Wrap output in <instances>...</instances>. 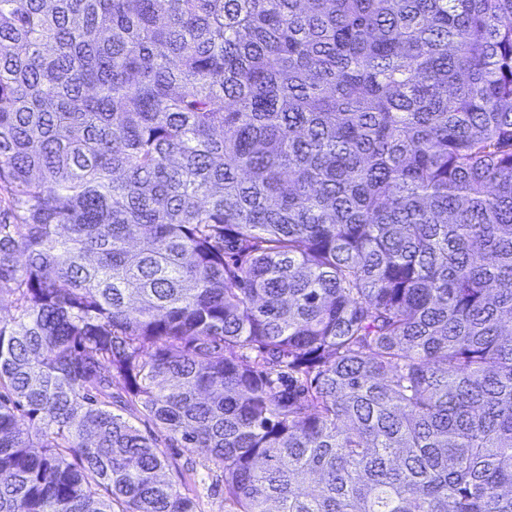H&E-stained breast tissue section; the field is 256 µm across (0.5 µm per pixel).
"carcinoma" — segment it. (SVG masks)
I'll list each match as a JSON object with an SVG mask.
<instances>
[{
  "label": "carcinoma",
  "mask_w": 512,
  "mask_h": 512,
  "mask_svg": "<svg viewBox=\"0 0 512 512\" xmlns=\"http://www.w3.org/2000/svg\"><path fill=\"white\" fill-rule=\"evenodd\" d=\"M3 294L0 512H512V0H0ZM168 457L173 458L185 477L182 480L174 467L166 470V478L171 480L181 493L193 498L196 512H227L230 505L224 501V485L216 482L214 473L205 458L185 448H163Z\"/></svg>",
  "instance_id": "carcinoma-1"
}]
</instances>
